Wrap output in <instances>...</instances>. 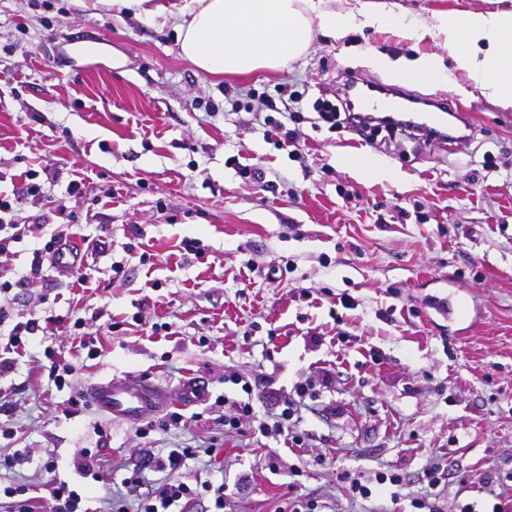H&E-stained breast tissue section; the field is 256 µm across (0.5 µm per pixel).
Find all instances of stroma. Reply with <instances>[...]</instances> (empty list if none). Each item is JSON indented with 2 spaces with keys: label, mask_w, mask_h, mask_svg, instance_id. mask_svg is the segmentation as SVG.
Here are the masks:
<instances>
[{
  "label": "stroma",
  "mask_w": 512,
  "mask_h": 512,
  "mask_svg": "<svg viewBox=\"0 0 512 512\" xmlns=\"http://www.w3.org/2000/svg\"><path fill=\"white\" fill-rule=\"evenodd\" d=\"M384 2L424 21L512 10V0ZM423 56L451 69L449 81L400 78L379 64ZM347 70L419 98L448 92L449 109L470 115L469 141L425 146L383 127L366 143L330 129L313 103ZM280 83L305 94L292 124L295 156L264 137L260 96ZM488 152L495 168L484 165ZM358 157L387 163L394 179L357 172L348 161ZM242 164L263 168L267 187L240 174ZM47 166L59 170L56 181ZM26 169L38 173L39 196L25 193ZM73 180L78 190H69ZM0 193L21 198L22 238L6 263L11 323L70 314L101 343L90 360L71 337H29L0 377L12 405L0 423L14 431L0 457L31 456L0 467V483L45 495L44 460L71 480L74 457L95 450L105 481L89 507L102 512L145 454L190 446L200 455L188 475L238 485L236 512H277L294 498L324 512H412L433 456L446 467L440 512L466 503L491 512L512 498V108L454 71L442 39L318 30L288 68L214 77L182 58L175 21L76 0H0ZM58 230L82 244L86 283L46 265L36 282L19 284ZM185 239L201 255L185 253ZM455 287L477 308L465 330L429 306ZM344 293L355 308L341 305ZM155 323L171 324L172 335H152ZM48 346L74 365L71 389L37 372ZM233 372L257 378L248 396L261 419L281 412L295 382L312 381L296 412L303 447L288 450L245 424L229 430L224 409L202 404L184 409V424L144 438L138 421L93 405L63 414L90 383L142 373L172 392L200 376L211 396L239 399L224 380ZM386 470L406 479L398 501L386 491L349 499L346 475Z\"/></svg>",
  "instance_id": "35a3bbf8"
}]
</instances>
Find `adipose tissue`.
<instances>
[{
	"instance_id": "obj_1",
	"label": "adipose tissue",
	"mask_w": 512,
	"mask_h": 512,
	"mask_svg": "<svg viewBox=\"0 0 512 512\" xmlns=\"http://www.w3.org/2000/svg\"><path fill=\"white\" fill-rule=\"evenodd\" d=\"M179 25L182 57L209 75L281 69L302 55L314 26L336 33L350 24L394 30L402 38L444 39L456 69L489 101L512 108V11L444 13L431 22L399 16L381 0L352 12L323 10L318 0H184Z\"/></svg>"
}]
</instances>
